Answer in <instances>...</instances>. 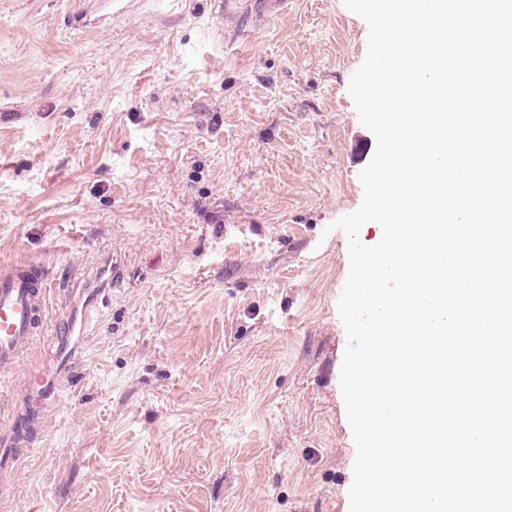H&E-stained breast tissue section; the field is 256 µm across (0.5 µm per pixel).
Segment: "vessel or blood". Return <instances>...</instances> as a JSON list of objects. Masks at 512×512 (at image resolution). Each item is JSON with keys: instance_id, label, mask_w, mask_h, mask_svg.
Instances as JSON below:
<instances>
[{"instance_id": "1", "label": "vessel or blood", "mask_w": 512, "mask_h": 512, "mask_svg": "<svg viewBox=\"0 0 512 512\" xmlns=\"http://www.w3.org/2000/svg\"><path fill=\"white\" fill-rule=\"evenodd\" d=\"M286 5L287 0H222L220 7L227 15L261 20L279 14ZM48 285V272L41 264L0 265V376L42 333ZM101 294L97 288L84 300H68L65 333L57 339L60 368H67L78 357L79 350L71 346L69 339L87 337L88 323L99 308Z\"/></svg>"}]
</instances>
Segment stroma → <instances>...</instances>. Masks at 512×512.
Returning a JSON list of instances; mask_svg holds the SVG:
<instances>
[{"instance_id":"obj_1","label":"stroma","mask_w":512,"mask_h":512,"mask_svg":"<svg viewBox=\"0 0 512 512\" xmlns=\"http://www.w3.org/2000/svg\"><path fill=\"white\" fill-rule=\"evenodd\" d=\"M0 0V264L120 276L0 512H349L339 386L348 243L375 150L348 94L368 26L342 0L271 22L212 0ZM23 353L4 405L51 371Z\"/></svg>"}]
</instances>
